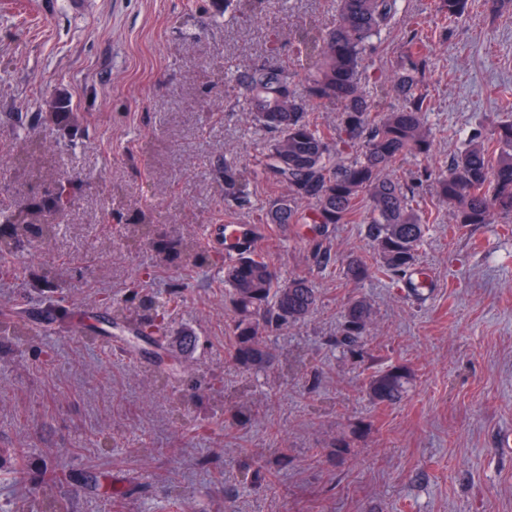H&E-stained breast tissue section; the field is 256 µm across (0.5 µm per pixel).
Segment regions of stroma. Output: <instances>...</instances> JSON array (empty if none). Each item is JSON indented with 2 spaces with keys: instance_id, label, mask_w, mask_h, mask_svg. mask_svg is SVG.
I'll use <instances>...</instances> for the list:
<instances>
[{
  "instance_id": "35a3bbf8",
  "label": "stroma",
  "mask_w": 512,
  "mask_h": 512,
  "mask_svg": "<svg viewBox=\"0 0 512 512\" xmlns=\"http://www.w3.org/2000/svg\"><path fill=\"white\" fill-rule=\"evenodd\" d=\"M65 2L0 0V204L43 197L69 177L84 183L54 240L0 260V309L28 330L0 346V507L37 512L56 497L69 512H512V453L500 446L512 434V229L452 224L431 180L474 128L512 120L500 96L512 90V14L472 0L446 29L438 0H403L374 59L377 72L391 69L413 22L430 36L432 153L390 175L431 172L417 193L428 222L419 264L434 286L415 300L376 271L349 280L347 261L372 253L359 222L332 228L325 264L307 225L269 226L259 252L281 280L310 278L319 300L304 322L273 333L277 361L256 373L231 357L224 248L203 231L262 223L278 192L259 183L251 208L224 207L217 160L250 168L264 141L224 76L297 66L296 30L334 26L337 0H265L232 24L224 0H87L81 15ZM60 93L78 128L31 125ZM147 208L167 238L196 236L203 267L161 263L136 242L132 223ZM47 268L64 287L50 306ZM135 280L160 296L180 290L153 364L98 344L101 296ZM353 300L371 318L352 357L336 340ZM77 320L91 333L75 334ZM181 330L199 338L191 354L175 345ZM391 367L408 372V390L375 404L367 380ZM241 396L246 421L208 411ZM15 470L24 482L11 480ZM90 472L100 479L92 490Z\"/></svg>"
}]
</instances>
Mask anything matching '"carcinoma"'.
Returning <instances> with one entry per match:
<instances>
[{"label": "carcinoma", "mask_w": 512, "mask_h": 512, "mask_svg": "<svg viewBox=\"0 0 512 512\" xmlns=\"http://www.w3.org/2000/svg\"><path fill=\"white\" fill-rule=\"evenodd\" d=\"M259 0H224V15L233 20L256 12ZM402 0H339L336 25L328 30L303 26L295 39L312 64L303 72L286 66H262L238 70L229 83L245 105V117L254 127L270 135L253 168L241 170L232 159L217 163L224 172V202L239 208L251 205V186L264 182L284 190L266 212L264 223L286 227L313 225L315 256L327 257L323 242L328 227L347 224L357 214L363 196L369 214L362 223L373 250L375 265L393 282L419 293L432 285L429 275L416 268L417 253L426 231V221L415 192V181L431 176L421 170L409 180L385 175L407 155L429 157L432 139L427 128L430 101L421 90L430 57L423 31L415 28L404 42L393 69L383 77L371 74L375 39L390 29L401 10ZM469 0H439L444 21L460 18ZM373 82L382 94H394L400 105L381 117L375 96L364 82ZM336 106V128L312 123L307 113L313 106ZM49 116L67 127L78 121L71 101L51 99ZM80 180L58 183L52 198L22 202L0 208V257L26 248L33 239L53 240L62 225L54 215L71 198L81 194ZM438 198L452 209L456 224L512 223V120H503L489 131L477 130L447 170L435 177ZM141 238L160 243L152 214L139 218ZM264 227H230L224 238V286L235 317L230 325L232 358L248 370L262 371L275 360L268 342L271 333L305 320L318 302L313 282L294 276L286 282L256 251ZM372 264L361 258L347 262V278L369 275ZM169 300L145 298L131 283L126 294L110 302L118 324L126 309L137 310L136 330L125 337L130 343L142 339V328L166 312ZM370 322V309L361 300L350 302L343 313L336 344L355 355L362 346ZM25 326L12 314H0V337L19 340ZM409 375L391 368L371 375L367 382L370 399L379 405L399 401Z\"/></svg>", "instance_id": "1"}]
</instances>
